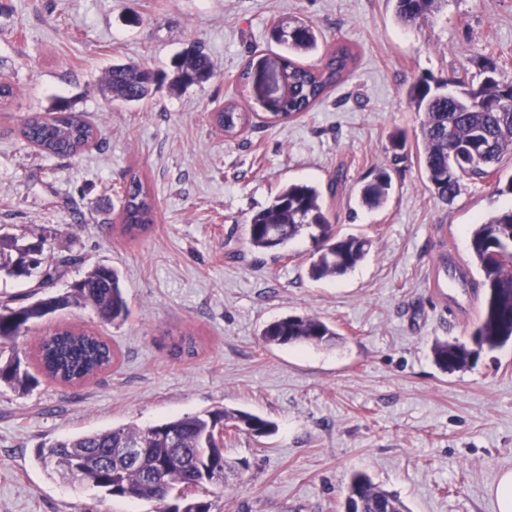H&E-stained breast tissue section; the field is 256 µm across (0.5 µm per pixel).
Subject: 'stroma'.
Masks as SVG:
<instances>
[{
  "mask_svg": "<svg viewBox=\"0 0 512 512\" xmlns=\"http://www.w3.org/2000/svg\"><path fill=\"white\" fill-rule=\"evenodd\" d=\"M296 17L321 35L300 63L319 65L339 43L358 56L311 111L275 121L238 76L252 58L285 55L269 28ZM194 46L213 64L208 83L167 81L143 101L113 100L112 65L170 75ZM489 47L498 80L512 82V0H444L418 25L399 21L393 0H0V81L15 91L0 104V237L23 234L45 256L72 257L55 294L95 266L117 269L129 307L126 321L105 324L91 305L72 306L0 341V357L19 356L32 372L40 338L57 326L106 336L117 353L79 385L0 386V512H155V503L60 479L36 447L217 406L276 430L225 437L238 468L213 512H337L357 472L409 512H497L490 488L512 468V345L453 373L437 367L431 347L470 341L480 279L470 230L511 208L512 194L474 176L454 199L430 191L424 115L407 96L422 77L480 82ZM62 98L99 143L48 156L20 129ZM231 101L253 116L233 137L212 120ZM397 132L405 146L395 153ZM382 170L389 199L365 207L361 190ZM134 173L156 211L132 241L115 216ZM292 182L327 191L335 232L370 240L353 271L310 279L306 236L284 259L252 250L247 220ZM432 277L440 290L428 288ZM286 315L319 317L338 337L265 345L263 326ZM184 334L196 340L194 356L172 349Z\"/></svg>",
  "mask_w": 512,
  "mask_h": 512,
  "instance_id": "35a3bbf8",
  "label": "stroma"
}]
</instances>
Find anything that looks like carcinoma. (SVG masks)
Instances as JSON below:
<instances>
[{
  "label": "carcinoma",
  "mask_w": 512,
  "mask_h": 512,
  "mask_svg": "<svg viewBox=\"0 0 512 512\" xmlns=\"http://www.w3.org/2000/svg\"><path fill=\"white\" fill-rule=\"evenodd\" d=\"M442 0H395L397 17L405 23L425 21L437 12ZM271 38L298 52L317 48L318 38L312 24L297 19L284 27L274 24ZM355 55L346 45L328 50L321 65L312 68L288 60L285 67L286 97L281 108L272 113L278 120L308 111L323 99L349 73ZM483 70L490 73L479 85L455 81L457 98L439 91L440 84L428 78L416 81L408 91L410 102L424 112L421 133L425 144L423 167L428 188L440 198L451 200L460 191L465 175L491 177L498 174L495 165L504 152H512V83L492 77L496 72L493 54L481 56ZM176 82L201 85L213 74L210 58L201 50L181 59L176 65ZM156 76L149 70L115 65L109 87L113 97L124 102H139L150 93ZM215 123L227 134L245 128L248 118L233 105L215 112ZM24 138L50 156H75L96 142L95 128L60 103L47 116L34 114L22 129ZM391 189V177L380 171L361 191L362 201L382 205ZM121 210L117 216L121 232L134 240L154 222L155 199L141 178L133 173L121 188ZM308 234L316 244L311 256L309 276L313 280L335 277L354 269L368 253L369 241L355 235L340 236L333 231L329 210L317 187L294 182L284 186L272 202L254 214L247 224L248 242L260 251H281L297 237ZM35 245H21L19 238H0V270L14 276H29L42 268L38 287L53 282L62 262L47 258L35 260ZM472 261L481 272L478 287L484 289V302L471 343L438 341L432 349L435 364L445 372L471 367L484 351L500 349L512 341V209L489 216L474 226L470 235ZM92 305L106 323L126 318L128 305L117 271L98 266L72 285L70 294L45 296L29 305L0 303V339L10 340L29 329V324L50 316L71 302ZM267 345L329 344L338 333L314 316L289 315L269 322L261 332ZM40 373L63 383H80L112 364L114 350L104 336L71 328H56L44 336L38 347ZM0 382L27 390L37 379L20 366V358L0 362ZM224 422L255 436H268L275 425L258 415L241 410L215 408L198 414L145 428L118 426L106 430L57 439L37 446L35 454L45 467L59 475L76 466L83 475L70 480L85 482L111 497L137 498L159 503V512H212L211 500L186 491L197 480V462L211 456L224 463L211 471L212 487L224 490V470L233 465L225 461L224 448L209 441L216 423ZM177 438L167 440L169 431ZM140 444L139 462L127 465L115 450ZM344 512H407L394 494L376 486L365 474L352 476Z\"/></svg>",
  "instance_id": "1"
}]
</instances>
